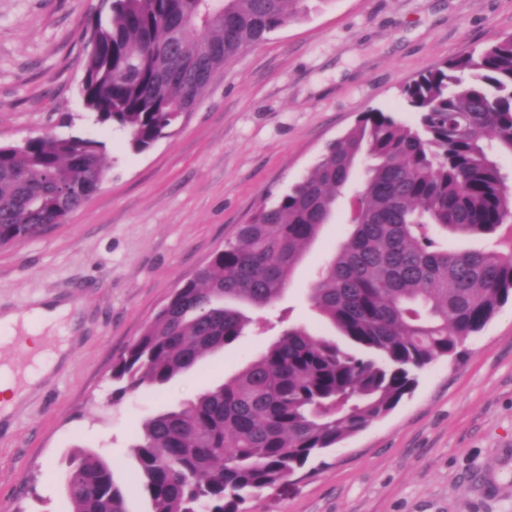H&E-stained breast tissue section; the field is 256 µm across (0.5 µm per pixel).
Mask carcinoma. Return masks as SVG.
<instances>
[{
  "label": "carcinoma",
  "mask_w": 512,
  "mask_h": 512,
  "mask_svg": "<svg viewBox=\"0 0 512 512\" xmlns=\"http://www.w3.org/2000/svg\"><path fill=\"white\" fill-rule=\"evenodd\" d=\"M303 0H105L92 18L80 96L135 152L195 111L224 65L296 15ZM406 125L361 113L313 169L224 242L113 362L118 401L163 388L243 336L249 309L284 298L305 251L359 166L346 238L310 288L336 341L294 324L229 380L146 418L133 442L152 512H244L347 435L392 411L416 373L455 353L512 300V250L450 249L512 219V34L406 85ZM105 144L44 135L0 146V247L62 224L106 175ZM71 512H127L112 465L77 452Z\"/></svg>",
  "instance_id": "cac0c4a2"
}]
</instances>
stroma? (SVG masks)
Segmentation results:
<instances>
[{
  "instance_id": "35a3bbf8",
  "label": "stroma",
  "mask_w": 512,
  "mask_h": 512,
  "mask_svg": "<svg viewBox=\"0 0 512 512\" xmlns=\"http://www.w3.org/2000/svg\"><path fill=\"white\" fill-rule=\"evenodd\" d=\"M101 0H0V145L47 133L104 142L100 188L57 225L0 248V312L75 305L69 354L0 421V512H70L74 450L112 463L129 512L141 421L224 383L283 322L322 330L315 268L348 222L341 199L287 296L233 345L163 390L112 399V363L172 291L299 181L371 108L417 120L401 89L421 71L512 33V0H308L297 18L228 63L171 133L136 153L79 95ZM246 512H512V300L455 355L422 371L388 415L248 500Z\"/></svg>"
}]
</instances>
